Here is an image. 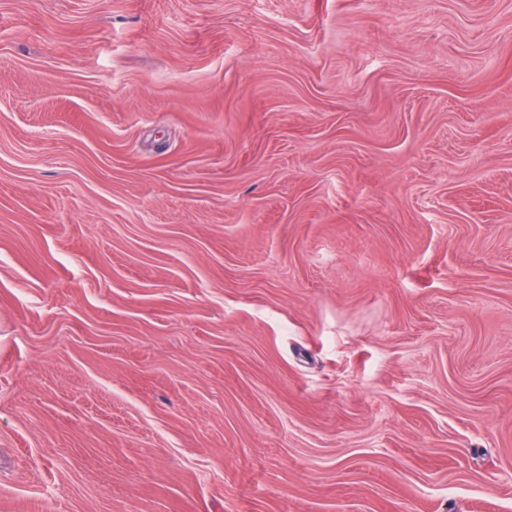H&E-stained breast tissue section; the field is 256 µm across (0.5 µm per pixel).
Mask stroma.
Segmentation results:
<instances>
[{
    "instance_id": "1",
    "label": "stroma",
    "mask_w": 512,
    "mask_h": 512,
    "mask_svg": "<svg viewBox=\"0 0 512 512\" xmlns=\"http://www.w3.org/2000/svg\"><path fill=\"white\" fill-rule=\"evenodd\" d=\"M0 512H512V0H0Z\"/></svg>"
}]
</instances>
